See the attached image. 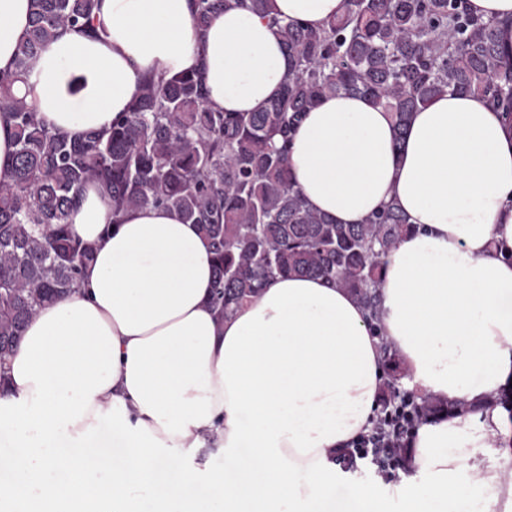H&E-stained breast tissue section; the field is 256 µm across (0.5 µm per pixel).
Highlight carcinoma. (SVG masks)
Returning a JSON list of instances; mask_svg holds the SVG:
<instances>
[{"instance_id": "1", "label": "carcinoma", "mask_w": 512, "mask_h": 512, "mask_svg": "<svg viewBox=\"0 0 512 512\" xmlns=\"http://www.w3.org/2000/svg\"><path fill=\"white\" fill-rule=\"evenodd\" d=\"M269 0H193L198 38L211 18L244 6L275 27L288 57L277 93L256 112L206 103L202 73L145 77L107 132L78 139L45 127L14 82L30 75L42 46L67 30L95 33L97 0H32L30 28L12 77L0 76V110L12 122V182L0 190V366L28 320L77 287L94 253L67 219L93 182L116 213L152 205L197 226L214 253L211 301L224 316L277 278H322L358 297L373 330L380 258L410 230L395 202L364 224L311 211L288 170L293 134L329 95L368 97L392 111L395 147L412 113L444 93L474 94L512 123V66L502 21L474 15L468 0H344L322 27L270 15ZM380 408L398 393L403 368L381 341Z\"/></svg>"}]
</instances>
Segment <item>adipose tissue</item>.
<instances>
[{
  "label": "adipose tissue",
  "mask_w": 512,
  "mask_h": 512,
  "mask_svg": "<svg viewBox=\"0 0 512 512\" xmlns=\"http://www.w3.org/2000/svg\"><path fill=\"white\" fill-rule=\"evenodd\" d=\"M343 0H270L318 27ZM30 0H0V74L14 69ZM97 36L45 45L22 91L74 138L106 131L146 75L202 71L206 101L253 112L288 71L281 39L243 7L205 39L191 0H98ZM308 207L362 224L388 202L409 232L382 259L379 333L347 290L280 277L226 316L196 227L152 206L117 214L87 185L68 223L93 244L81 284L29 321L7 361L0 438L13 450L0 512H384L340 484L343 445L372 427L381 341L416 399L455 403L422 422L391 485L401 512H512V125L484 98L446 93L395 148L389 112L337 94L307 112L288 158ZM212 448L228 465L185 463ZM208 498L197 494L199 486Z\"/></svg>",
  "instance_id": "1"
}]
</instances>
